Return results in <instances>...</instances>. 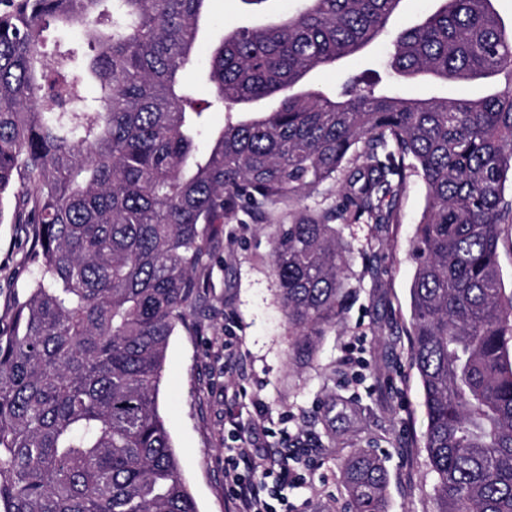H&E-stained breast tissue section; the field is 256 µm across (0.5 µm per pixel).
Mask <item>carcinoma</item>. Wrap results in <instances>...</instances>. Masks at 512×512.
I'll return each mask as SVG.
<instances>
[{"label":"carcinoma","instance_id":"obj_1","mask_svg":"<svg viewBox=\"0 0 512 512\" xmlns=\"http://www.w3.org/2000/svg\"><path fill=\"white\" fill-rule=\"evenodd\" d=\"M209 0H0V224L28 228L25 298L0 332V512H199L158 412L170 336L186 324L216 224L244 205L336 178L344 212L393 220L409 172L426 205L411 243L410 357L427 415L435 512H512V293L498 267L512 224V23L495 0H303L233 26L210 52L203 116L180 82ZM57 24L89 53L54 44ZM385 78L295 91L383 38ZM479 81L477 99L394 95L393 80ZM94 82L88 100L83 88ZM275 101L263 112L255 106ZM347 250L336 225L277 226L272 268L296 359L336 327ZM350 512H386L379 458L357 449ZM434 4L433 0H406L403 10L397 18V25L403 27L414 24L424 13L432 9Z\"/></svg>","mask_w":512,"mask_h":512}]
</instances>
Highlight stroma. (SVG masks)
<instances>
[{
    "label": "stroma",
    "mask_w": 512,
    "mask_h": 512,
    "mask_svg": "<svg viewBox=\"0 0 512 512\" xmlns=\"http://www.w3.org/2000/svg\"><path fill=\"white\" fill-rule=\"evenodd\" d=\"M302 0H269L254 13L242 0H210L196 51L183 74L201 99L210 47L225 29L260 24L296 11ZM387 41L312 73V87L335 92L349 75L382 70ZM342 202L341 180H329L300 199L254 210L238 209L216 225L209 245L205 286L198 289L186 325L169 339L158 406L182 474L199 512H235L224 488V452L233 429H257L262 452L285 451L312 469L308 482L284 490L294 512H346L341 466L352 451L380 459L388 482L387 512H435L433 475L424 434L427 417L416 370L410 363L409 288L414 263L410 240L425 207V188L410 174L390 224L337 223L351 249L340 323L322 336L301 366L290 356L288 321L271 272L277 225L321 218ZM27 244L20 225L0 224V320L8 321L31 274L22 261ZM241 352L224 363V339ZM358 344L360 370L345 366Z\"/></svg>",
    "instance_id": "obj_1"
}]
</instances>
